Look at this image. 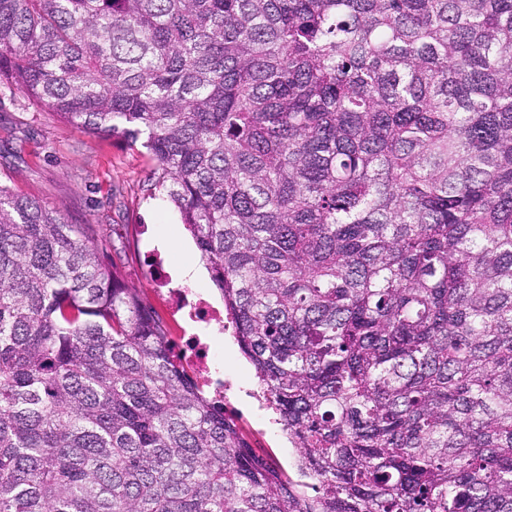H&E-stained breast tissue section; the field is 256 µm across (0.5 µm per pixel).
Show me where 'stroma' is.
<instances>
[{
	"label": "stroma",
	"instance_id": "obj_1",
	"mask_svg": "<svg viewBox=\"0 0 512 512\" xmlns=\"http://www.w3.org/2000/svg\"><path fill=\"white\" fill-rule=\"evenodd\" d=\"M150 170L143 151L87 135L51 112L21 109L16 97L0 94V184L56 207L69 223L119 233L128 284L168 323L174 339L183 343L198 337L217 353V372L224 379L256 385L254 369L234 337L170 309L172 288L184 289L191 300L204 296L217 307L223 300L210 278L176 277L177 265L201 257L178 213L163 199L144 197ZM231 405L242 413L243 434L270 462L291 453L278 428L269 426L266 415L246 398L232 399Z\"/></svg>",
	"mask_w": 512,
	"mask_h": 512
}]
</instances>
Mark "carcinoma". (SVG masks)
<instances>
[{
	"label": "carcinoma",
	"instance_id": "obj_1",
	"mask_svg": "<svg viewBox=\"0 0 512 512\" xmlns=\"http://www.w3.org/2000/svg\"><path fill=\"white\" fill-rule=\"evenodd\" d=\"M6 90L150 157L303 479L0 185V512H512V0H0Z\"/></svg>",
	"mask_w": 512,
	"mask_h": 512
}]
</instances>
